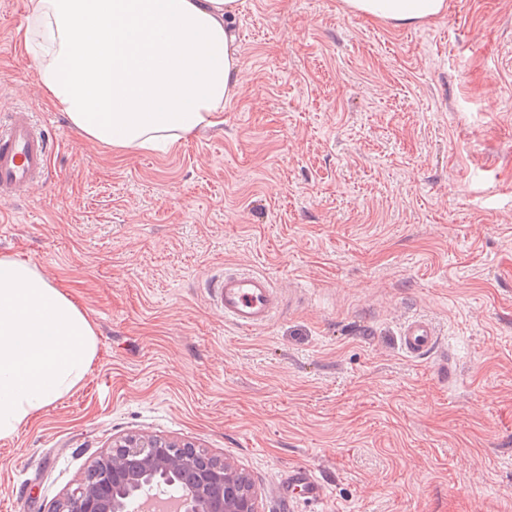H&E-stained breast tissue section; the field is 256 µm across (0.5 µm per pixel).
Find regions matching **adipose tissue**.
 I'll use <instances>...</instances> for the list:
<instances>
[{
    "label": "adipose tissue",
    "instance_id": "adipose-tissue-1",
    "mask_svg": "<svg viewBox=\"0 0 512 512\" xmlns=\"http://www.w3.org/2000/svg\"><path fill=\"white\" fill-rule=\"evenodd\" d=\"M379 23L425 24L448 0H341ZM239 0H27L16 36L43 93L87 139L130 152L224 121L241 87ZM93 323L34 266L0 257V438L84 381Z\"/></svg>",
    "mask_w": 512,
    "mask_h": 512
}]
</instances>
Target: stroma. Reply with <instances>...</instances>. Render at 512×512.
Returning <instances> with one entry per match:
<instances>
[{
  "mask_svg": "<svg viewBox=\"0 0 512 512\" xmlns=\"http://www.w3.org/2000/svg\"><path fill=\"white\" fill-rule=\"evenodd\" d=\"M26 2L0 0V114L33 112L54 149L47 183L0 200V255L98 345L80 388L0 439V512H56L142 431L233 460L261 512L300 466L327 494L287 512H512V0L399 27L242 0L223 128L127 153L44 101ZM228 267L285 291L271 324L210 303ZM414 315L433 358L401 350ZM401 349L412 359H423L435 352L440 337L433 323L423 317H412L401 330Z\"/></svg>",
  "mask_w": 512,
  "mask_h": 512,
  "instance_id": "stroma-1",
  "label": "stroma"
}]
</instances>
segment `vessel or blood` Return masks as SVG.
Returning <instances> with one entry per match:
<instances>
[{
  "label": "vessel or blood",
  "instance_id": "vessel-or-blood-1",
  "mask_svg": "<svg viewBox=\"0 0 512 512\" xmlns=\"http://www.w3.org/2000/svg\"><path fill=\"white\" fill-rule=\"evenodd\" d=\"M51 143L32 113L24 108L0 115V199L22 196L33 185L48 178ZM205 286L211 301L225 318L244 329L267 326L281 311L283 296L272 280L250 270L221 271ZM401 349L410 358L423 359L435 352L439 334L433 323L423 317L407 320L401 330ZM303 492L317 500L325 486L306 467L292 469L284 488L285 495Z\"/></svg>",
  "mask_w": 512,
  "mask_h": 512
}]
</instances>
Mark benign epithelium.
Segmentation results:
<instances>
[{"instance_id":"benign-epithelium-1","label":"benign epithelium","mask_w":512,"mask_h":512,"mask_svg":"<svg viewBox=\"0 0 512 512\" xmlns=\"http://www.w3.org/2000/svg\"><path fill=\"white\" fill-rule=\"evenodd\" d=\"M190 488L187 512H259L250 476L227 458L198 456L191 443H177L147 432L121 436L91 468L56 512H135L141 482Z\"/></svg>"}]
</instances>
